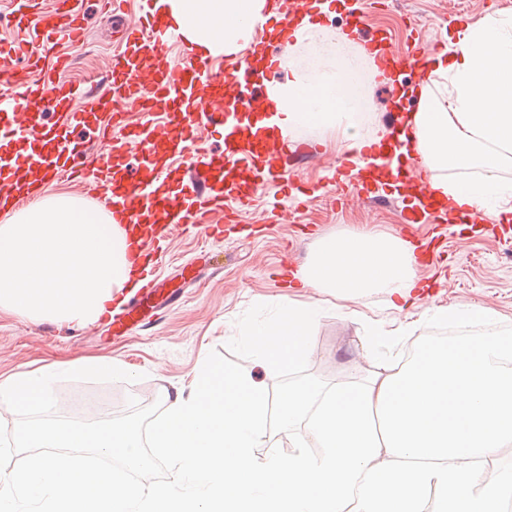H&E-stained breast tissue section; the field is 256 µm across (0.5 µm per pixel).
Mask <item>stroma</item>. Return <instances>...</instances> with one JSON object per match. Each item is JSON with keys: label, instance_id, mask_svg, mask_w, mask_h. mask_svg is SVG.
<instances>
[{"label": "stroma", "instance_id": "stroma-1", "mask_svg": "<svg viewBox=\"0 0 512 512\" xmlns=\"http://www.w3.org/2000/svg\"><path fill=\"white\" fill-rule=\"evenodd\" d=\"M84 39L59 46L68 57L67 71L57 81L76 86L100 83L120 44L118 23L133 24L144 13L143 0H127L121 22L101 10L100 0H84ZM512 14V0H375L366 9L368 27L385 31L392 50L402 53L413 41L448 45V30L487 13ZM371 112L361 122L362 133L387 137L393 94L382 80L364 83ZM289 145L309 146L312 157L293 172L296 184L314 190L315 199L298 205L280 180H269L238 223L216 235L184 227L173 232L155 270L162 293L182 294L180 303L151 328H130L124 335L108 334L101 324L84 327L51 321L32 322L0 312V376L48 365L67 371L70 363L87 357L121 360L133 382L69 381L54 383L60 415L97 420L122 414L129 398L150 405L167 390L186 383L209 352L226 353L238 333V319L254 304L277 305L305 292L288 282L307 261L317 237L324 233L374 230L421 244L433 240L434 256L419 275L426 287L414 307L397 310L386 297L372 294L354 302L332 300L324 307L308 355L309 372L331 384L357 381L372 368L373 359L360 338L369 320L420 322L434 307L471 305L492 309L501 325H512V223L425 224L417 228L399 221L395 202H368L349 197L335 205L336 187L327 183V169L340 165L344 153L335 137L314 127L287 136Z\"/></svg>", "mask_w": 512, "mask_h": 512}]
</instances>
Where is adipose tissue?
Instances as JSON below:
<instances>
[{"instance_id":"adipose-tissue-1","label":"adipose tissue","mask_w":512,"mask_h":512,"mask_svg":"<svg viewBox=\"0 0 512 512\" xmlns=\"http://www.w3.org/2000/svg\"><path fill=\"white\" fill-rule=\"evenodd\" d=\"M159 2L177 33L205 55L249 47L271 10L268 0ZM315 28L306 14L291 25L305 54L288 81L268 87L275 124L335 130L351 153L365 144L352 119L360 109L359 60L347 34L325 43ZM448 42L415 91L421 108L408 118L412 155L435 194L496 223L512 222V181L501 175L512 160V16L485 15ZM454 169L475 175L448 179ZM0 205L9 212L0 224V311L83 326L102 321L136 287L131 241L111 214L65 194L23 208L9 199ZM420 265L415 245L400 238L331 233L317 239L298 283L342 301L382 292L405 303L415 296Z\"/></svg>"}]
</instances>
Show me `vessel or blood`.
Here are the masks:
<instances>
[{
    "label": "vessel or blood",
    "instance_id": "obj_1",
    "mask_svg": "<svg viewBox=\"0 0 512 512\" xmlns=\"http://www.w3.org/2000/svg\"><path fill=\"white\" fill-rule=\"evenodd\" d=\"M31 16L37 19L30 34L37 48L29 55L30 68H40L44 55L59 42H76L82 34L81 0H56L49 11L40 10L38 0H13V11L5 20L21 27ZM353 23V33L362 35L363 48L381 76L424 80L432 56L429 47L416 42L399 54L390 49L383 33L366 34L363 15H354ZM271 27L259 42L263 65L247 58L234 65L230 77L238 94L229 101L219 95L222 79L206 61L189 59L177 70L148 69V61L169 33L167 21L156 12L125 28L124 47L113 54L107 80L94 91L55 82L49 75L23 82L20 98H0V145L11 146L24 135L37 147L9 160L0 157V174L37 182L77 173L93 180L107 195L114 223L131 237L135 266L154 264L148 242L151 225L199 228L213 224L220 212L234 217L264 181L287 176V142L276 134H261L252 122L254 116L272 109L265 91L266 73L276 64L277 48L288 40L287 27L276 21ZM78 98L86 101V108L74 107ZM130 104L148 117L134 132L123 122ZM47 108L57 116L50 127L38 122L39 113ZM201 108L208 126L223 137L221 153L211 152L199 135L194 116ZM105 112L111 118L104 149L79 161L81 145L72 135L73 128L91 125ZM401 147V142L391 140L364 149L351 171L349 194L367 201L382 197L384 183L376 160L396 154ZM133 155L146 177H133L128 162ZM396 180L398 187L423 190L418 206L401 213V223L423 224L439 215L444 203L425 192L427 175L416 161L407 162ZM139 305L138 297H129L109 316V327L121 331L134 320Z\"/></svg>",
    "mask_w": 512,
    "mask_h": 512
}]
</instances>
